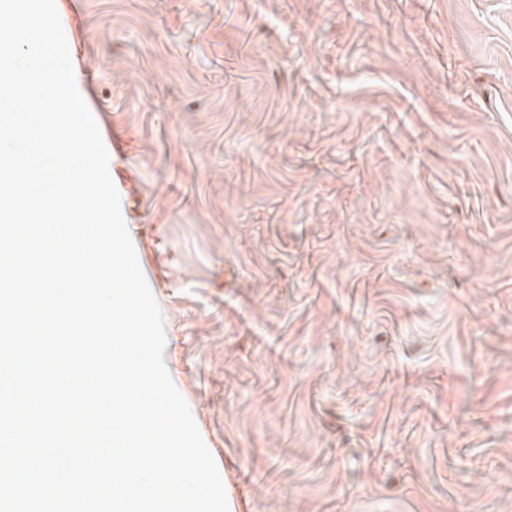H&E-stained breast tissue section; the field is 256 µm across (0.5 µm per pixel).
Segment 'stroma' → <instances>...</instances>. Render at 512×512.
Listing matches in <instances>:
<instances>
[{
	"label": "stroma",
	"instance_id": "35a3bbf8",
	"mask_svg": "<svg viewBox=\"0 0 512 512\" xmlns=\"http://www.w3.org/2000/svg\"><path fill=\"white\" fill-rule=\"evenodd\" d=\"M230 512H512V0H55Z\"/></svg>",
	"mask_w": 512,
	"mask_h": 512
}]
</instances>
